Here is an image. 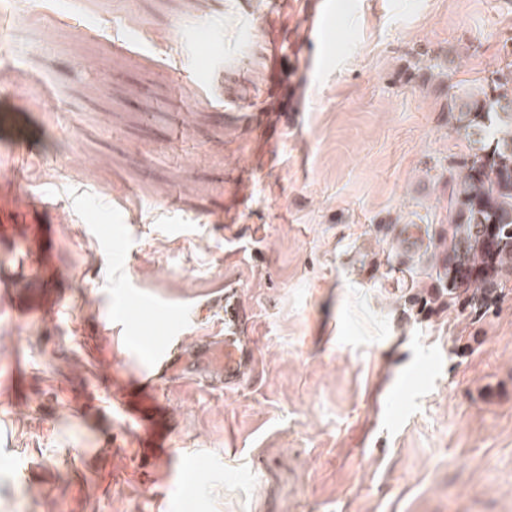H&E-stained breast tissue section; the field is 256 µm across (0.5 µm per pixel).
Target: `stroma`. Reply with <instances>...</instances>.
Here are the masks:
<instances>
[{
    "mask_svg": "<svg viewBox=\"0 0 512 512\" xmlns=\"http://www.w3.org/2000/svg\"><path fill=\"white\" fill-rule=\"evenodd\" d=\"M312 3L318 48L296 0H0V512H512V295L417 315L396 241L445 221L451 87L512 63V0ZM229 283L255 369L162 380L151 452L169 327L114 317L191 343ZM299 4H304L303 12L306 17L303 37L307 43L316 46L322 42L324 36V13L319 10L311 9L308 2L301 1Z\"/></svg>",
    "mask_w": 512,
    "mask_h": 512,
    "instance_id": "obj_1",
    "label": "stroma"
}]
</instances>
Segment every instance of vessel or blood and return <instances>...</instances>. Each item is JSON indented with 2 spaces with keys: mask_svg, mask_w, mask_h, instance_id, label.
I'll return each instance as SVG.
<instances>
[{
  "mask_svg": "<svg viewBox=\"0 0 512 512\" xmlns=\"http://www.w3.org/2000/svg\"><path fill=\"white\" fill-rule=\"evenodd\" d=\"M303 37L306 42L317 45L323 40L325 21L322 11L306 9ZM151 311L166 318L170 331L164 336L146 339L145 348L151 355L150 368L137 382L139 389L153 388L161 375L176 373L184 379L201 373L214 375L223 380L225 386L237 387L244 382V371L250 354L243 343L248 328V314L236 290L224 293V337L219 341L199 340L192 355L181 352V327L187 320L186 314L178 309L151 304Z\"/></svg>",
  "mask_w": 512,
  "mask_h": 512,
  "instance_id": "vessel-or-blood-1",
  "label": "vessel or blood"
}]
</instances>
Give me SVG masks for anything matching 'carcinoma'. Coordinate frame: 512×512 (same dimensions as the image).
<instances>
[{
  "mask_svg": "<svg viewBox=\"0 0 512 512\" xmlns=\"http://www.w3.org/2000/svg\"><path fill=\"white\" fill-rule=\"evenodd\" d=\"M448 115L468 155L450 182L437 287L411 300L428 312L482 317L512 291V69L493 70L477 88L451 94Z\"/></svg>",
  "mask_w": 512,
  "mask_h": 512,
  "instance_id": "obj_1",
  "label": "carcinoma"
}]
</instances>
